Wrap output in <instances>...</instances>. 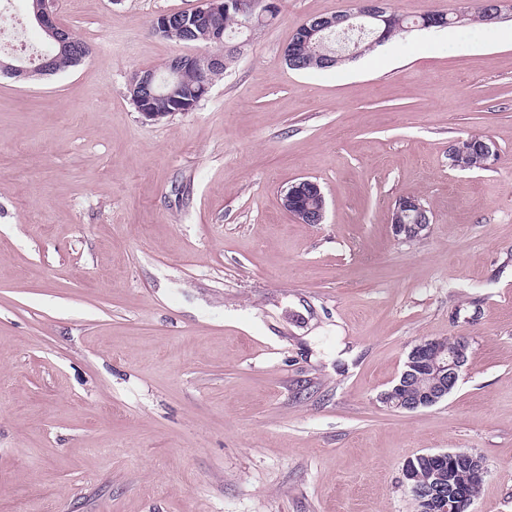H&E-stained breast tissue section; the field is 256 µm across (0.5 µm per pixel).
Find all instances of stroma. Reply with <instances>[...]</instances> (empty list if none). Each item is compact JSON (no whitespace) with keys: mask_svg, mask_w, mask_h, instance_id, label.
Wrapping results in <instances>:
<instances>
[{"mask_svg":"<svg viewBox=\"0 0 512 512\" xmlns=\"http://www.w3.org/2000/svg\"><path fill=\"white\" fill-rule=\"evenodd\" d=\"M197 3L57 0L86 59L0 74V512H418L405 464L450 450L485 462L472 512H512V21L297 71L292 34L353 0H278L148 119L131 75L207 51L152 22ZM470 135L495 165L450 167ZM302 178L323 223L281 204ZM402 196L433 215L410 242ZM458 336L447 398L380 402ZM316 201V205H302L303 199ZM283 208L292 214L299 223L320 224L325 219V198L317 182L301 179L291 184L282 196ZM422 203V201H420ZM415 197H401L396 200L391 214V229L395 238L398 240L409 241L417 239L427 231L432 223L430 212ZM411 211L419 217L412 224L404 221V216L409 215ZM467 350V342L460 338L422 340L410 351L401 375V382L405 383V379L414 374L416 364L421 365L427 383L417 400L403 403L402 398L396 399L391 389L393 386L381 395L380 400L389 408L400 411H414L438 404L457 385L467 362Z\"/></svg>","mask_w":512,"mask_h":512,"instance_id":"obj_1","label":"stroma"}]
</instances>
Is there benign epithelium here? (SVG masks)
Segmentation results:
<instances>
[{
  "mask_svg": "<svg viewBox=\"0 0 512 512\" xmlns=\"http://www.w3.org/2000/svg\"><path fill=\"white\" fill-rule=\"evenodd\" d=\"M233 6L241 15V30H251L262 24L276 13L274 0H200V5L185 12H169L159 15L153 22L154 31L164 36L179 26L191 32L209 33L212 31V19L224 13V9ZM36 24L46 37L59 45V49H70L77 54L84 53L80 40L71 30L57 22L55 0H43L42 6L34 15ZM391 17L385 0H368L363 3L356 0L355 11L325 19L309 20L304 24V44L322 57L344 60L361 53L360 45L365 36L372 37L374 46L385 40ZM209 67H218L224 63L221 52L204 55H182L166 75L162 76L152 69H143L130 83L129 91L136 102L139 112L152 120H159L165 113L155 111V101L170 99L174 111L182 112V103L172 97V87L178 83L183 69L192 67L200 60ZM479 157L481 165L488 167L497 161L498 150L495 143L487 137L476 140L459 139L448 146L450 165L466 170L470 160ZM283 208L303 224H320L325 219V198L317 182L301 179L291 184L282 196ZM416 213L418 220L412 224L404 221V216ZM432 223L427 209L415 197H401L396 200L391 214V229L395 238L408 241L417 239L427 231ZM468 344L458 338L425 339L410 351L401 379L414 374V367L421 365L427 380L425 388L415 401L405 402L393 397V391L384 392L380 400L386 406L400 411H414L431 407L443 399L457 385L463 367L467 362ZM403 483L415 496L420 512H458L459 498L445 489L446 479L441 472H434L425 480H420L413 461H408L403 469Z\"/></svg>",
  "mask_w": 512,
  "mask_h": 512,
  "instance_id": "1",
  "label": "benign epithelium"
}]
</instances>
